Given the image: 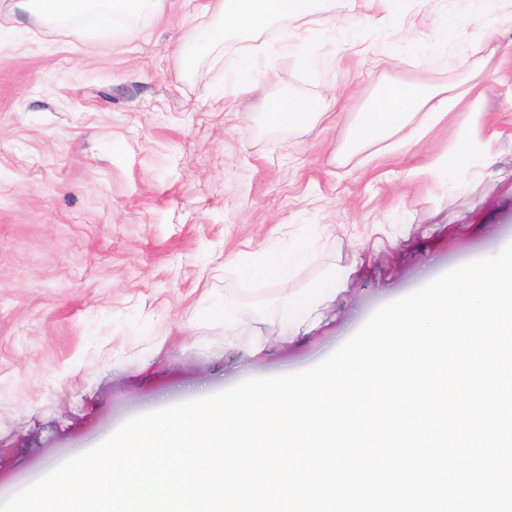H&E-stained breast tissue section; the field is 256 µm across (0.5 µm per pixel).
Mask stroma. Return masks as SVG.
Instances as JSON below:
<instances>
[{"instance_id":"35a3bbf8","label":"stroma","mask_w":512,"mask_h":512,"mask_svg":"<svg viewBox=\"0 0 512 512\" xmlns=\"http://www.w3.org/2000/svg\"><path fill=\"white\" fill-rule=\"evenodd\" d=\"M208 0H168L160 17L111 31L0 32V488L32 484L51 462L108 438L132 408L216 394L243 380L305 370L348 325L482 252L512 243V26L483 16L480 47L442 33L456 0H370L365 47L322 40L319 66L268 34L278 74L265 92L314 100L321 122L262 123L259 98L225 109L224 67L186 72L173 54ZM426 23L401 39L403 17ZM483 89L495 163L448 189L416 176L462 139L448 117L392 153L345 146L347 122L393 84ZM317 239L294 274L305 287L345 268L334 298L297 330L278 324L284 293L242 281L238 263ZM233 301L246 326L224 335Z\"/></svg>"}]
</instances>
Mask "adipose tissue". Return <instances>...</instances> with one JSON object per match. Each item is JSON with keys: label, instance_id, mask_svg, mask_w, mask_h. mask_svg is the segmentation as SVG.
<instances>
[{"label": "adipose tissue", "instance_id": "ef3b65f1", "mask_svg": "<svg viewBox=\"0 0 512 512\" xmlns=\"http://www.w3.org/2000/svg\"><path fill=\"white\" fill-rule=\"evenodd\" d=\"M166 0H9L11 15L27 18L46 28L66 27L88 23L122 34L139 23L162 14ZM208 24L187 23L186 32L174 52L184 69L195 68L202 55L224 56V99L233 101L246 92L262 90L276 74L265 70L262 80L245 82L241 75L257 69L262 38L269 29H277L286 48H295L307 60H314L312 31L327 35L334 31L336 0H211ZM482 93L470 86L458 93L434 87L417 91L405 85L378 95L361 119L344 131L346 142L354 148L400 137L410 144L423 139L449 112L466 106L467 123L464 144L455 156V168L470 174L482 175V166L491 165L493 156L490 141L482 134ZM266 126L280 128L300 123L306 115L317 114L315 102H299L288 96H266L261 104ZM313 244L302 239L292 247L268 253L253 264L239 266L241 279L251 283L277 281L287 287L296 269L308 262ZM341 270H333L310 287L289 291L280 307L283 322L298 327L311 315L318 304L336 290Z\"/></svg>", "mask_w": 512, "mask_h": 512}]
</instances>
